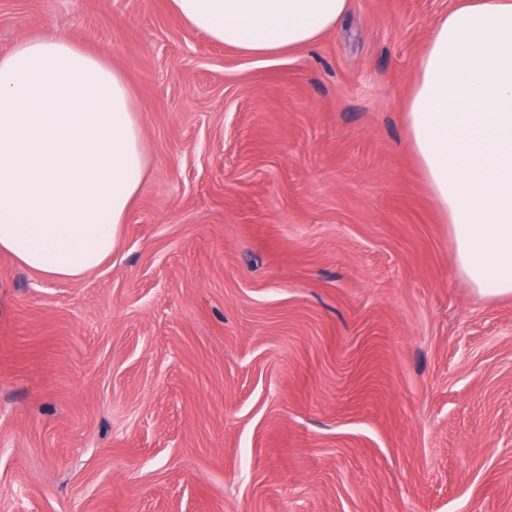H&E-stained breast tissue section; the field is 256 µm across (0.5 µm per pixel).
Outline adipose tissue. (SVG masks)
<instances>
[{
	"instance_id": "adipose-tissue-1",
	"label": "adipose tissue",
	"mask_w": 512,
	"mask_h": 512,
	"mask_svg": "<svg viewBox=\"0 0 512 512\" xmlns=\"http://www.w3.org/2000/svg\"><path fill=\"white\" fill-rule=\"evenodd\" d=\"M348 0H171L212 41L274 60L335 29ZM405 109L459 276L512 296V0H458L432 27ZM147 170L131 89L65 37L0 55V251L52 280L111 257Z\"/></svg>"
}]
</instances>
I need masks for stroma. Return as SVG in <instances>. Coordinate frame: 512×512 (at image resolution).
<instances>
[{"instance_id": "obj_1", "label": "stroma", "mask_w": 512, "mask_h": 512, "mask_svg": "<svg viewBox=\"0 0 512 512\" xmlns=\"http://www.w3.org/2000/svg\"><path fill=\"white\" fill-rule=\"evenodd\" d=\"M456 2L268 63L169 0H0V54H106L149 162L93 273L0 253V512H512V297L458 276L404 118Z\"/></svg>"}]
</instances>
